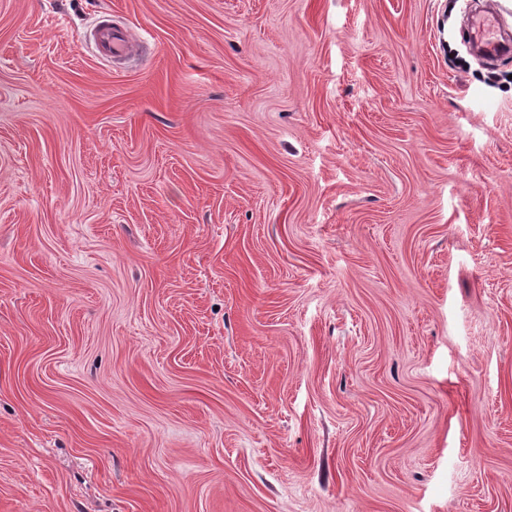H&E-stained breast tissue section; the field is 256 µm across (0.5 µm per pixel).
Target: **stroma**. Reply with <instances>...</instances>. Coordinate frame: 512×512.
<instances>
[{
	"label": "stroma",
	"mask_w": 512,
	"mask_h": 512,
	"mask_svg": "<svg viewBox=\"0 0 512 512\" xmlns=\"http://www.w3.org/2000/svg\"><path fill=\"white\" fill-rule=\"evenodd\" d=\"M463 19L0 0V512H512V67ZM95 46L100 56L118 58L131 52V42L127 30L116 26L112 20L104 18L92 31Z\"/></svg>",
	"instance_id": "stroma-1"
}]
</instances>
